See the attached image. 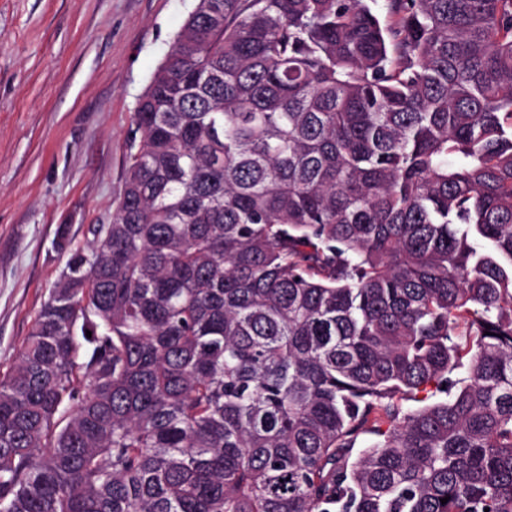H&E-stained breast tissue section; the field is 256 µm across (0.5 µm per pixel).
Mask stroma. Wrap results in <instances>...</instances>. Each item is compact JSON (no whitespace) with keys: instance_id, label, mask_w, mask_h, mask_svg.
Listing matches in <instances>:
<instances>
[{"instance_id":"1","label":"stroma","mask_w":512,"mask_h":512,"mask_svg":"<svg viewBox=\"0 0 512 512\" xmlns=\"http://www.w3.org/2000/svg\"><path fill=\"white\" fill-rule=\"evenodd\" d=\"M194 0H0V373L64 260L108 224L129 132Z\"/></svg>"}]
</instances>
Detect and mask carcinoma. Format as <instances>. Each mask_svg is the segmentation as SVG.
<instances>
[{
	"mask_svg": "<svg viewBox=\"0 0 512 512\" xmlns=\"http://www.w3.org/2000/svg\"><path fill=\"white\" fill-rule=\"evenodd\" d=\"M133 125L0 512H512V0H196Z\"/></svg>",
	"mask_w": 512,
	"mask_h": 512,
	"instance_id": "cac0c4a2",
	"label": "carcinoma"
}]
</instances>
